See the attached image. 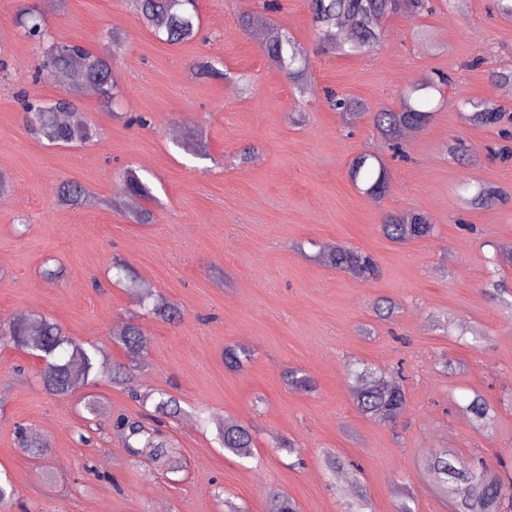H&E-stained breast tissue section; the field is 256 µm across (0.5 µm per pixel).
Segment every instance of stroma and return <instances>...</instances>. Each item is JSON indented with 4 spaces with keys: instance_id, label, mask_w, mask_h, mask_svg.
<instances>
[{
    "instance_id": "35a3bbf8",
    "label": "stroma",
    "mask_w": 512,
    "mask_h": 512,
    "mask_svg": "<svg viewBox=\"0 0 512 512\" xmlns=\"http://www.w3.org/2000/svg\"><path fill=\"white\" fill-rule=\"evenodd\" d=\"M44 6L50 32L95 53L121 51L112 67L121 85L119 115L92 97L79 108L102 132L98 141L62 147L31 135L18 91L50 100L60 91L33 82L34 44L17 24L29 4ZM273 31L288 32L309 51L312 91L299 97L286 75L266 62L261 41L238 26L241 12L262 0H199L197 40L168 45L140 23L131 0H0V170L11 182L0 198V318L39 313L77 340L99 345L127 363L113 341L115 324L137 318L149 340L139 389H162L186 414L168 433L183 470L172 481L163 468L128 456L110 423L138 415L128 393L102 382L101 428L93 445L78 443L86 428L80 397L59 400L43 389L39 360L0 347V470L20 505L13 512H224L225 501L266 512L269 492L287 493L300 512H347L348 487L360 482L371 512H396L410 494L414 512H450L447 499L422 471L432 450L448 448L462 462L480 456L490 467L512 462V312L485 295L496 246L512 244V199L468 208L459 186L492 185L512 192V161L489 157L496 131L460 118V101H492L512 112V86L491 83L490 70L512 65V18L493 0H444L430 16L389 18L374 55L324 54L303 0H279ZM213 62L228 78L200 74ZM444 73L452 82L429 91L433 116L405 159H393L374 129L371 111L398 108L422 79ZM361 99L370 112L348 123L322 99L324 88ZM146 116L145 127L125 115ZM203 134L209 156L183 147ZM475 144L477 163L448 155V142ZM248 147L255 160L238 165ZM386 157L389 191L371 199L350 181L357 154ZM133 168L150 185L152 224L103 206L119 175ZM80 183L91 201L63 207L55 187ZM427 214L433 237L396 244L380 232L384 216ZM345 244L369 253L378 275L361 281L323 261L321 248ZM127 262L152 291L177 303L176 324L141 316L137 291L111 283L113 258ZM62 267L60 281L42 273ZM394 301L392 321L372 311L378 297ZM484 338L472 349L473 334ZM248 349L245 370L224 367V347ZM465 365L447 377L440 357ZM389 373L404 370L408 407L385 425L360 413L350 393L349 361ZM304 370L313 392L284 384L285 368ZM494 407L492 428L472 426L463 407L474 395ZM232 419L252 430L255 458L220 448L216 427ZM47 440L50 452L32 463L17 424ZM296 454L279 448V438ZM333 452L345 467L330 475Z\"/></svg>"
}]
</instances>
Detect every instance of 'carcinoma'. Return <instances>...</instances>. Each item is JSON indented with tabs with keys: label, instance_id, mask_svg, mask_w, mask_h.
<instances>
[{
	"label": "carcinoma",
	"instance_id": "cac0c4a2",
	"mask_svg": "<svg viewBox=\"0 0 512 512\" xmlns=\"http://www.w3.org/2000/svg\"><path fill=\"white\" fill-rule=\"evenodd\" d=\"M142 25L161 41L180 45L198 35L200 16L198 0H132ZM312 22L324 48L346 56H364L377 49L383 37V22L393 16L420 18L433 12L432 0H306ZM268 17L243 11L238 16L240 27L252 34L265 25ZM19 24L24 36L37 46L39 63L33 81L51 80L61 91L51 100L32 99L20 91L17 94L22 109L31 116L33 131L52 145L87 143L100 137L99 130L74 103L78 97H96L104 103L114 99L117 79L112 62L97 56L84 46L51 38L44 15L37 6L20 12ZM268 63L283 71L295 89L303 94L308 85V62L305 48L289 36L276 35L262 43ZM325 100L343 114L356 116L366 110L356 98L333 90L325 92ZM463 118L477 127L498 131L501 142L494 153L503 160L512 159V131L503 124L504 112L483 100L466 99L461 103ZM431 118V111L422 99L407 97L397 109H379L373 113V124L380 138L394 154L401 155L402 133L418 128ZM449 156L477 160L472 144L455 138L448 144ZM348 176L353 184L363 185L364 193L374 200L383 198L389 188L388 168L376 153H360L350 162ZM57 202L77 206L86 201L84 187L73 181L61 183L56 190ZM153 200L152 189L135 171L127 170L120 178V190L111 204L120 198ZM505 199L495 186H482L461 201L473 208H483ZM382 235L391 242L407 243L428 239L435 225L419 211H408L386 217L380 225ZM325 261L350 276L369 280L377 276L378 265L368 253L345 245H336L324 253ZM140 305L146 315L156 316L168 323L181 318L179 306L161 294L145 292ZM7 341L42 362L40 377L45 390L56 397H69L100 378H109L123 386L142 405L152 404L154 414L131 417L118 414L112 428L121 438L129 455L148 453L151 460L169 461L167 472H180L179 462L173 460L170 443L162 438L165 421L179 418L183 413L179 400L163 390L139 392L133 383V368L112 363L96 344L84 343L67 335L62 328L43 315L0 320V343ZM114 341L126 349L132 361L145 358L147 339L135 319H130L116 333ZM251 353L234 346L224 348V367L233 372L244 370ZM350 392L362 413L383 423L395 422L407 408V395L402 370L387 376L364 368L351 373ZM283 381L291 389H311L310 376L298 368L283 373ZM472 425L489 428L496 419L491 404L476 394L463 407ZM21 450L32 459H39L47 445L37 434L19 427ZM220 447L240 459L253 458L254 440L251 429L234 420H226L217 428ZM423 468L444 497L453 500L456 512H512V476L503 477L478 459L464 465L456 456L440 449L431 452ZM16 490L10 476L0 472V512H11ZM267 512H299L294 499L283 492L273 491L267 500Z\"/></svg>",
	"mask_w": 512,
	"mask_h": 512
}]
</instances>
